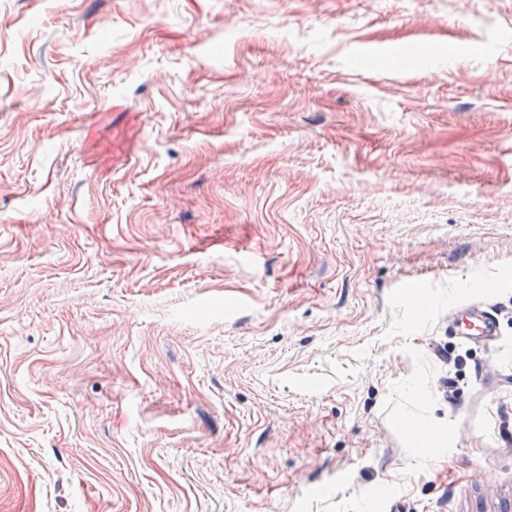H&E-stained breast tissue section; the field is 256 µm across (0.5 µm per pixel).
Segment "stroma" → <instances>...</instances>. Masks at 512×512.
<instances>
[{
    "label": "stroma",
    "mask_w": 512,
    "mask_h": 512,
    "mask_svg": "<svg viewBox=\"0 0 512 512\" xmlns=\"http://www.w3.org/2000/svg\"><path fill=\"white\" fill-rule=\"evenodd\" d=\"M0 512H512V0H0ZM457 325L456 336L474 344L494 345L500 337V321L496 309L482 301L461 304L450 316Z\"/></svg>",
    "instance_id": "obj_1"
}]
</instances>
